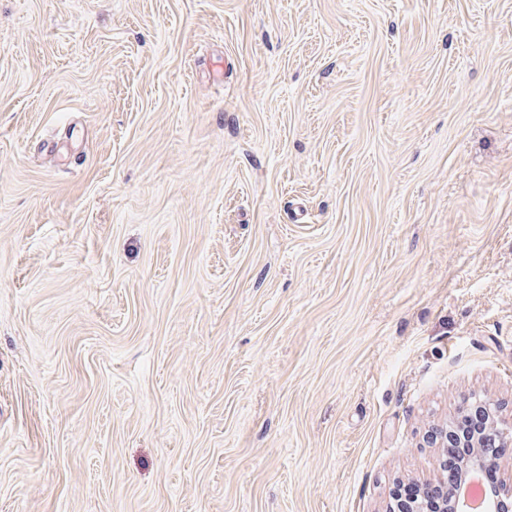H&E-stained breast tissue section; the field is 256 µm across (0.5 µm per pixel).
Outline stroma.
Wrapping results in <instances>:
<instances>
[{"instance_id": "35a3bbf8", "label": "stroma", "mask_w": 512, "mask_h": 512, "mask_svg": "<svg viewBox=\"0 0 512 512\" xmlns=\"http://www.w3.org/2000/svg\"><path fill=\"white\" fill-rule=\"evenodd\" d=\"M512 419V0H0V512H388ZM489 423V417L479 414L478 411H461L456 421L448 425L449 431L445 435L448 448L439 461L443 481L436 485L400 483L395 489L399 504L411 506L418 501L423 505V512H443L442 501H445L459 483L461 466L473 454L477 442L485 437Z\"/></svg>"}]
</instances>
